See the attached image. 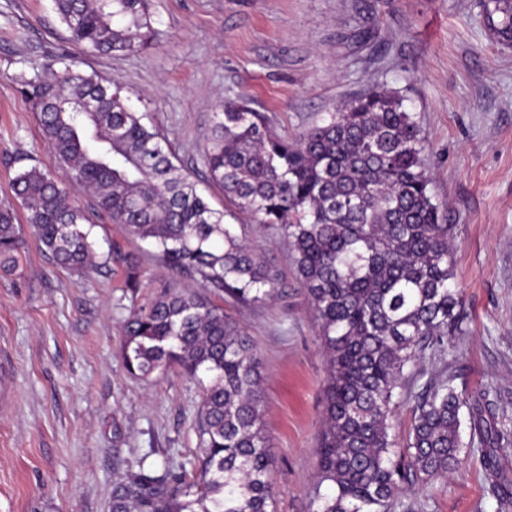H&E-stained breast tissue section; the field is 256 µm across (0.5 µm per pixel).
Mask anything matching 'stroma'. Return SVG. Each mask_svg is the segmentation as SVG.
<instances>
[{"mask_svg": "<svg viewBox=\"0 0 512 512\" xmlns=\"http://www.w3.org/2000/svg\"><path fill=\"white\" fill-rule=\"evenodd\" d=\"M152 25L146 50L96 55L70 40L52 0H0V208L25 223L15 174L60 171L12 78L41 74L63 54L117 80L220 210L231 204L203 160L219 104L249 98L275 134L292 138L340 102L397 93L427 138L430 189L455 226L452 283L465 319L443 352L406 368L394 449L406 448L422 387L446 378L485 421L512 428V49L490 39L482 0H153ZM364 30L371 41L359 40ZM233 222L279 278L274 299L223 302L263 362L272 510L314 512L327 385L318 322L287 239L247 213ZM91 237L99 255L113 244L138 254L137 291L113 262L78 278L29 233L15 270L0 269V512H108L128 461L145 455L160 470L194 462L208 375L174 365L140 380L122 355L132 304L156 296L170 273L121 225L96 224ZM484 451L465 444L447 478L404 483L393 512H512V447L493 455L499 480Z\"/></svg>", "mask_w": 512, "mask_h": 512, "instance_id": "stroma-1", "label": "stroma"}]
</instances>
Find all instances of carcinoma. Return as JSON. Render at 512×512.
Segmentation results:
<instances>
[{"instance_id": "obj_1", "label": "carcinoma", "mask_w": 512, "mask_h": 512, "mask_svg": "<svg viewBox=\"0 0 512 512\" xmlns=\"http://www.w3.org/2000/svg\"><path fill=\"white\" fill-rule=\"evenodd\" d=\"M152 0H53L71 40L99 54H130L155 38ZM484 26L512 48V0H483ZM19 93L65 168L36 166L13 179L27 226L53 263L80 276L97 267L86 225L107 218L149 241L168 268L194 286L165 285L123 321L128 373L147 379L173 364L211 378L194 431L192 477L157 471L140 457L112 485L109 512H271L272 456L263 428L262 361L244 328L200 292L237 301L278 294L274 270L257 258L226 213L173 162L160 134L133 111L116 81L69 65L46 79L20 73ZM425 137L401 98L372 90L344 101L288 140L246 98L214 113L203 149L209 180L259 224L282 232L320 322L328 363L316 512H391L408 475L430 483L461 462L466 402L444 379L418 396L409 464L392 451L393 408L405 367L463 331L460 289L451 287L454 225L431 193ZM90 193L87 211L72 192ZM22 228L0 209V267L16 266ZM126 288H138L139 257L110 248ZM505 448L512 435L471 425Z\"/></svg>"}]
</instances>
